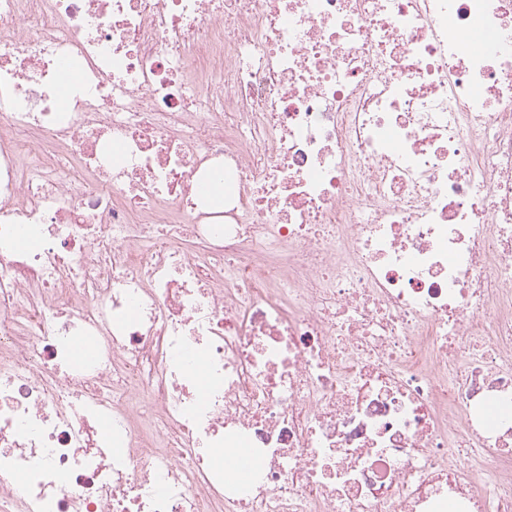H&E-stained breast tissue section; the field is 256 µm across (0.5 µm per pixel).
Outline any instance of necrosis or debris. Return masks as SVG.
<instances>
[{
	"mask_svg": "<svg viewBox=\"0 0 512 512\" xmlns=\"http://www.w3.org/2000/svg\"><path fill=\"white\" fill-rule=\"evenodd\" d=\"M448 506L512 512V0H0V512Z\"/></svg>",
	"mask_w": 512,
	"mask_h": 512,
	"instance_id": "4bbe7bcc",
	"label": "necrosis or debris"
}]
</instances>
